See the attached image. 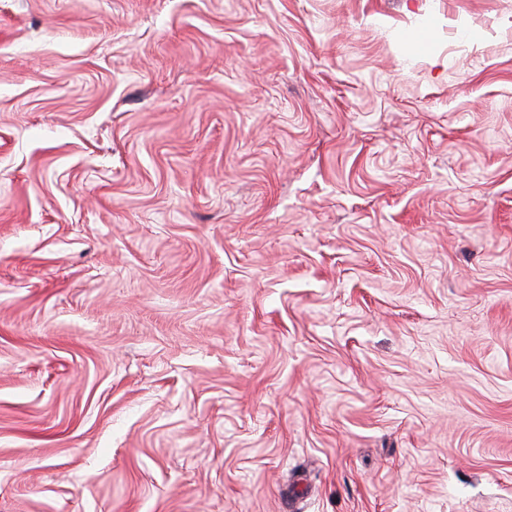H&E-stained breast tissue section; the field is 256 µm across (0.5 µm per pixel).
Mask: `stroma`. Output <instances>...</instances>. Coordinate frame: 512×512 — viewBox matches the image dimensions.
Listing matches in <instances>:
<instances>
[{
  "label": "stroma",
  "instance_id": "obj_1",
  "mask_svg": "<svg viewBox=\"0 0 512 512\" xmlns=\"http://www.w3.org/2000/svg\"><path fill=\"white\" fill-rule=\"evenodd\" d=\"M0 512H512V0H0Z\"/></svg>",
  "mask_w": 512,
  "mask_h": 512
}]
</instances>
